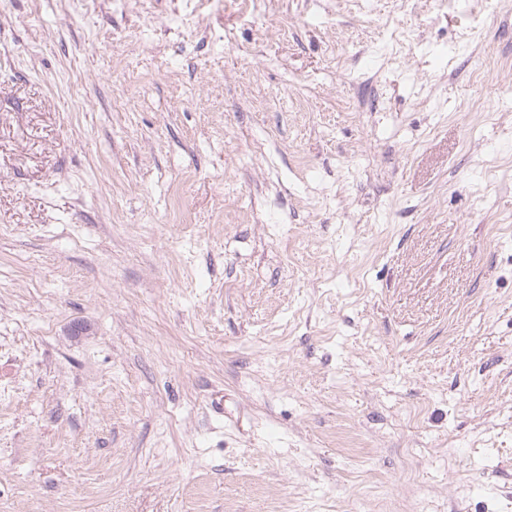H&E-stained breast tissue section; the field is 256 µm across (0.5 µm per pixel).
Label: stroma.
<instances>
[{
	"label": "stroma",
	"mask_w": 512,
	"mask_h": 512,
	"mask_svg": "<svg viewBox=\"0 0 512 512\" xmlns=\"http://www.w3.org/2000/svg\"><path fill=\"white\" fill-rule=\"evenodd\" d=\"M0 512H512V0H0Z\"/></svg>",
	"instance_id": "1"
}]
</instances>
